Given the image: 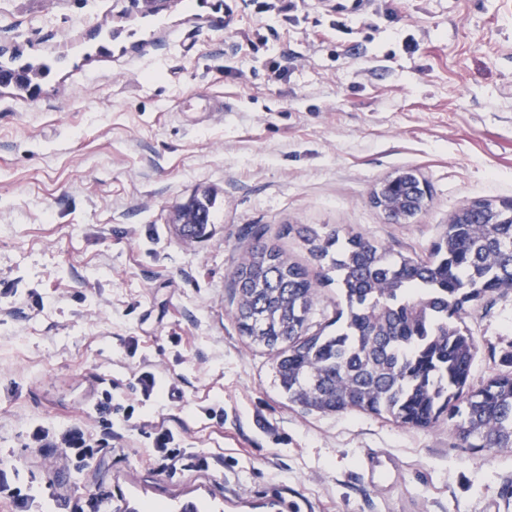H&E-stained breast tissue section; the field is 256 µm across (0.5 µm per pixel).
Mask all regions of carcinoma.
Here are the masks:
<instances>
[{
    "mask_svg": "<svg viewBox=\"0 0 512 512\" xmlns=\"http://www.w3.org/2000/svg\"><path fill=\"white\" fill-rule=\"evenodd\" d=\"M186 239L206 235L210 206L193 199ZM336 275V331L313 330L318 288L305 268L257 234L233 275L234 318L250 344L274 352L288 400L306 412L355 410L432 429L446 418L462 448L512 449V371L471 383L475 342L465 307L512 290V221L448 225L429 257L397 258L361 236L305 230Z\"/></svg>",
    "mask_w": 512,
    "mask_h": 512,
    "instance_id": "1",
    "label": "carcinoma"
}]
</instances>
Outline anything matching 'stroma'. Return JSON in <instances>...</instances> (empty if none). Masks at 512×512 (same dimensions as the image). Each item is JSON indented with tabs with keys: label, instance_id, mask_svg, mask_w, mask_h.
I'll return each instance as SVG.
<instances>
[{
	"label": "stroma",
	"instance_id": "stroma-1",
	"mask_svg": "<svg viewBox=\"0 0 512 512\" xmlns=\"http://www.w3.org/2000/svg\"><path fill=\"white\" fill-rule=\"evenodd\" d=\"M265 3L0 0V61L49 68L0 87V478L25 496L0 512L94 493L108 512H512V451L289 403L229 295L260 232L319 280L332 321L336 285L293 225L424 257L463 203L512 200V0ZM405 169L431 200L396 224L370 196ZM206 190L209 232L183 240L172 213ZM462 324L478 384L512 350V293ZM148 369L176 396L143 398ZM72 423L109 443L84 467L28 440ZM161 427L207 469L163 470ZM369 450L397 463L386 485L363 472Z\"/></svg>",
	"mask_w": 512,
	"mask_h": 512
}]
</instances>
